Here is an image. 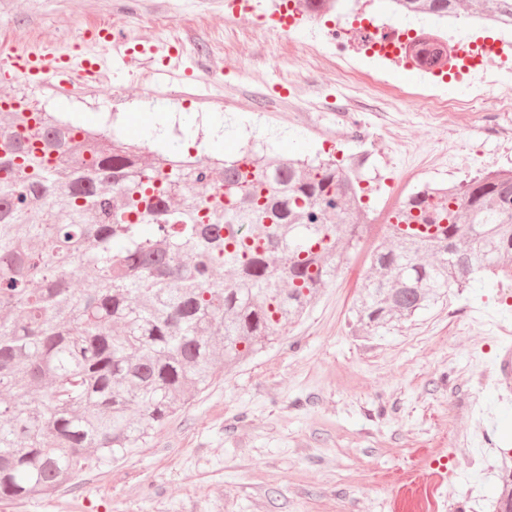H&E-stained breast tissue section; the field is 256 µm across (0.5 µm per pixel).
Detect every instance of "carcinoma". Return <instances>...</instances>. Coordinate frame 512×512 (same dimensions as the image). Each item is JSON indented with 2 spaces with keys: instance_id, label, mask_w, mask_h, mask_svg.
Segmentation results:
<instances>
[{
  "instance_id": "carcinoma-1",
  "label": "carcinoma",
  "mask_w": 512,
  "mask_h": 512,
  "mask_svg": "<svg viewBox=\"0 0 512 512\" xmlns=\"http://www.w3.org/2000/svg\"><path fill=\"white\" fill-rule=\"evenodd\" d=\"M441 16L460 0H403ZM512 23V0H468ZM0 124V501L148 443L277 340L359 245L356 162L145 154L46 112ZM182 206H172L174 196ZM353 325L373 333L512 269V171L395 209ZM232 275L224 277V270ZM495 512H512V470Z\"/></svg>"
}]
</instances>
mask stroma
Returning a JSON list of instances; mask_svg holds the SVG:
<instances>
[{
	"label": "stroma",
	"mask_w": 512,
	"mask_h": 512,
	"mask_svg": "<svg viewBox=\"0 0 512 512\" xmlns=\"http://www.w3.org/2000/svg\"><path fill=\"white\" fill-rule=\"evenodd\" d=\"M179 2L0 0V56L46 43L69 52L84 46L88 23L123 17L145 46L200 45L178 72L145 82L137 67L116 63L109 82L90 87L65 92L19 79L0 82V91L120 139L136 135L164 154L230 155L250 142L280 155L366 156L364 200L375 223L301 318L219 371L147 445L53 495L0 501V512H396L403 483L429 480L430 459L455 463L441 487L452 512H482L501 472L472 460L469 401L488 408L490 437L512 453V390L477 382L512 347V335L487 329L512 328L500 277L375 333L351 321L370 250L398 205L390 181L407 197L429 182L453 187L512 170V112L497 109L489 88L472 111L436 122L417 99L382 112L337 85L329 57L283 98L280 58L309 31H254L245 17L225 16L224 0H198L200 27ZM212 62L219 78L207 74Z\"/></svg>",
	"instance_id": "obj_1"
}]
</instances>
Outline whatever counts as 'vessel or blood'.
<instances>
[{
    "label": "vessel or blood",
    "mask_w": 512,
    "mask_h": 512,
    "mask_svg": "<svg viewBox=\"0 0 512 512\" xmlns=\"http://www.w3.org/2000/svg\"><path fill=\"white\" fill-rule=\"evenodd\" d=\"M86 40L91 44L109 45L116 41L124 42L122 59L132 62L142 56L143 48L127 38L121 28L111 25H93L86 31ZM107 68L103 57L85 52L61 53L55 50L35 48L15 52L0 58V80L23 77L35 83L52 77L61 90L75 85H88L99 82Z\"/></svg>",
    "instance_id": "vessel-or-blood-1"
}]
</instances>
